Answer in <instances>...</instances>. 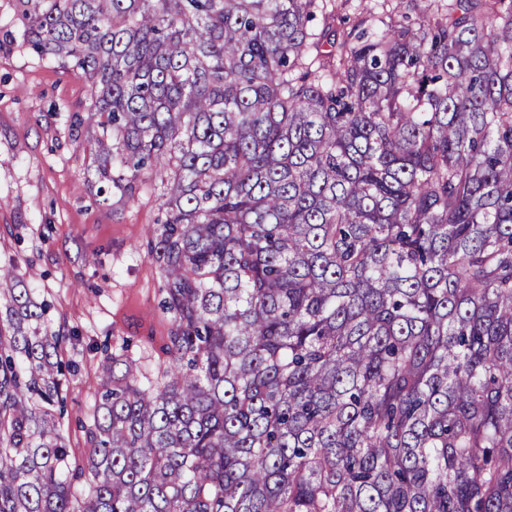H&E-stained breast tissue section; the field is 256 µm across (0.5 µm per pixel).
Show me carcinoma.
<instances>
[{"label": "carcinoma", "instance_id": "cac0c4a2", "mask_svg": "<svg viewBox=\"0 0 512 512\" xmlns=\"http://www.w3.org/2000/svg\"><path fill=\"white\" fill-rule=\"evenodd\" d=\"M414 5L15 0L97 195L171 171V329L153 379L103 358L77 457L76 336L0 270V512H512V0Z\"/></svg>", "mask_w": 512, "mask_h": 512}]
</instances>
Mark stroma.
I'll return each instance as SVG.
<instances>
[{"mask_svg":"<svg viewBox=\"0 0 512 512\" xmlns=\"http://www.w3.org/2000/svg\"><path fill=\"white\" fill-rule=\"evenodd\" d=\"M88 102L82 78L24 46L13 0H0V268L50 303V328L63 323L78 334L61 351L77 367L63 388V434L78 451L101 345L128 339L137 357L171 328L158 306L163 279L146 248L162 201L148 187L99 201L91 159L70 125Z\"/></svg>","mask_w":512,"mask_h":512,"instance_id":"35a3bbf8","label":"stroma"}]
</instances>
